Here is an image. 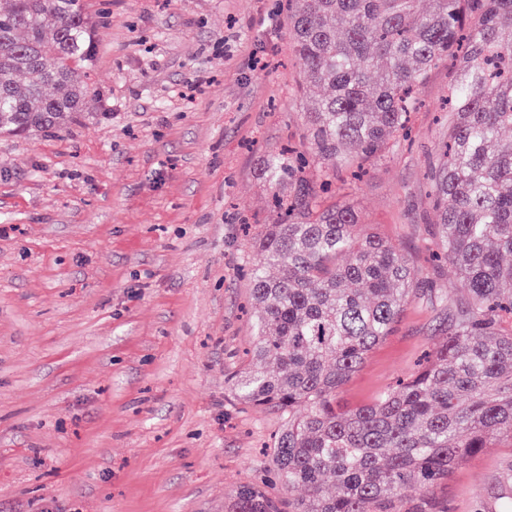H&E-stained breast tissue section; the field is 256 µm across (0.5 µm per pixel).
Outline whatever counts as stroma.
<instances>
[{
    "mask_svg": "<svg viewBox=\"0 0 512 512\" xmlns=\"http://www.w3.org/2000/svg\"><path fill=\"white\" fill-rule=\"evenodd\" d=\"M96 16L90 116L0 133V512H224L269 471L283 425L237 402L252 361L245 270L273 223L263 156L301 143L320 96L289 49L285 0H84ZM452 65L433 70L412 144L339 169L326 202L352 206L464 296L436 249L429 162L448 138ZM406 305L341 388L371 403L443 338ZM512 442L458 467L447 512H499Z\"/></svg>",
    "mask_w": 512,
    "mask_h": 512,
    "instance_id": "stroma-1",
    "label": "stroma"
}]
</instances>
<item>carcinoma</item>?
Wrapping results in <instances>:
<instances>
[{"instance_id": "obj_1", "label": "carcinoma", "mask_w": 512, "mask_h": 512, "mask_svg": "<svg viewBox=\"0 0 512 512\" xmlns=\"http://www.w3.org/2000/svg\"><path fill=\"white\" fill-rule=\"evenodd\" d=\"M290 47L324 88L305 113V151L265 154L260 173L280 218L253 243V358L234 376L243 404L286 415L270 473L303 494L288 512H433L435 492L469 457L512 440V0H288ZM463 49L448 88L453 119L431 167L433 260L466 297L435 293L443 340L420 368L368 405L342 409L339 389L425 292L412 257L361 228L350 206L317 197V166L363 162L410 135L409 114L432 70ZM95 24L82 0L0 7V132L83 111ZM271 361L275 369L262 364ZM336 484L325 489L327 478ZM259 478L224 512H283Z\"/></svg>"}]
</instances>
